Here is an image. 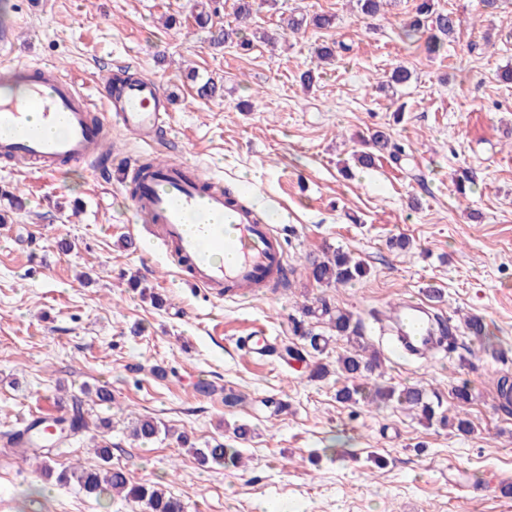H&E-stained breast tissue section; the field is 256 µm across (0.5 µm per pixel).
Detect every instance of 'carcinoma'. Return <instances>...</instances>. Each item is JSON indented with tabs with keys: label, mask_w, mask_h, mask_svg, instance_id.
I'll list each match as a JSON object with an SVG mask.
<instances>
[{
	"label": "carcinoma",
	"mask_w": 512,
	"mask_h": 512,
	"mask_svg": "<svg viewBox=\"0 0 512 512\" xmlns=\"http://www.w3.org/2000/svg\"><path fill=\"white\" fill-rule=\"evenodd\" d=\"M335 24V16L331 14H315L309 18L288 19L287 26L297 29L303 25L315 29H330ZM459 24V18L452 12L444 13L434 10L432 0H419L415 13L407 22L405 34L409 38L424 41L425 50L429 54L440 52L444 42L454 36ZM368 150L358 156V163L362 166L374 164L375 159L384 153L398 158V151L391 144L389 138L381 131L375 132L365 141ZM309 276L318 284L347 285L359 281L369 273V267L362 260L352 258L348 253L338 249L324 260L309 262ZM305 314L313 316L326 324L328 328L343 338L353 347V350L341 356L338 360L339 369L344 377L352 382L337 393L342 402L357 404L368 398L374 400L392 401L409 410L416 412L421 419L431 424L438 422L444 426L449 424L448 417L440 412L441 403L433 398L421 386H407L397 388L387 386L377 388L373 394L365 393V387L360 381L367 375L381 367L380 353L369 350L361 344L364 330L361 320L353 314L321 303L317 308H306ZM465 329L471 336L482 338L488 335L487 325L483 318L469 316L465 319ZM304 340L301 349H290L291 358L305 363L311 378H322L328 373L327 365L320 362L318 356L322 355L328 344V337L321 334L303 331L300 334ZM56 424L65 427L70 433L78 434L89 431V423L85 417L83 400L77 396L71 397L70 414L66 419L56 421ZM160 432L159 425L151 419L139 421L133 428V437L141 441H149ZM95 454L102 461L97 469L62 470L57 474V481L61 484L77 483L90 495H101L116 492L124 495L127 500L140 502L145 505L147 512H183L180 500L167 495L147 484H136L130 481L126 472L121 468L110 466V448L96 445ZM193 455L201 465L218 464L226 467L235 466L242 459L239 449L224 446L222 443L208 445L204 448L193 449Z\"/></svg>",
	"instance_id": "obj_1"
}]
</instances>
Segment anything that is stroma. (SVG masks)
<instances>
[{
	"label": "stroma",
	"mask_w": 512,
	"mask_h": 512,
	"mask_svg": "<svg viewBox=\"0 0 512 512\" xmlns=\"http://www.w3.org/2000/svg\"><path fill=\"white\" fill-rule=\"evenodd\" d=\"M213 0L210 28L196 25L201 0H6L0 21L16 27L20 63L55 66L94 94L108 76L157 79L171 101L163 156L199 163L226 190L252 200L283 232L292 272L276 292L215 300L189 287L125 200L121 166L148 148L112 129V165L47 175L0 162V433L29 414L48 415L71 395L108 387L111 406L89 415L107 428L52 450L54 470L93 468L94 440L135 483L178 498L185 512H512V411L493 400L512 375V0L486 13L480 0H434L454 12L457 33L436 56L404 37L418 0H389L377 20L356 0ZM332 14L333 28L282 31L291 16ZM237 28L249 47L214 46L212 29ZM339 43L333 61L316 50ZM410 80L381 88L395 66ZM313 70V87L300 76ZM214 80L212 98L196 93ZM385 132L402 150L360 167L363 139ZM468 175L465 193L452 180ZM24 201L10 209L7 193ZM407 241L397 248V238ZM73 245L61 253L59 241ZM339 248L363 259L362 281L320 285L307 261ZM421 299L451 326L452 350L405 358L389 352L374 312ZM351 312L382 351L370 384H421L471 433L427 424L396 404L339 402L344 377L308 378L286 360L299 347L292 323L328 328L303 305ZM483 316L486 339L464 327ZM275 336L268 361L236 348L237 337ZM472 400L458 406L453 387ZM239 395L236 405L225 393ZM152 418L165 434L131 435ZM240 468L201 466L181 443L236 446ZM0 512H145L117 496L60 485L40 460L0 440Z\"/></svg>",
	"instance_id": "obj_1"
}]
</instances>
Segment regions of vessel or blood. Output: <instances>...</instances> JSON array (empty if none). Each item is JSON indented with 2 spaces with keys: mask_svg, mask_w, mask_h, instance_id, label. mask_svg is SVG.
I'll use <instances>...</instances> for the list:
<instances>
[{
  "mask_svg": "<svg viewBox=\"0 0 512 512\" xmlns=\"http://www.w3.org/2000/svg\"><path fill=\"white\" fill-rule=\"evenodd\" d=\"M22 94L0 88V160L23 162L44 173L59 165L92 162L103 168L107 127L119 122L143 143H153L167 124L170 100L160 82L130 77L92 100L61 71L23 67ZM130 206L152 225L174 265L192 287L227 298L274 284L287 262L280 231L241 197L205 178L197 164L152 162L127 168ZM415 346L427 338L426 309L406 305L397 314Z\"/></svg>",
  "mask_w": 512,
  "mask_h": 512,
  "instance_id": "1",
  "label": "vessel or blood"
}]
</instances>
